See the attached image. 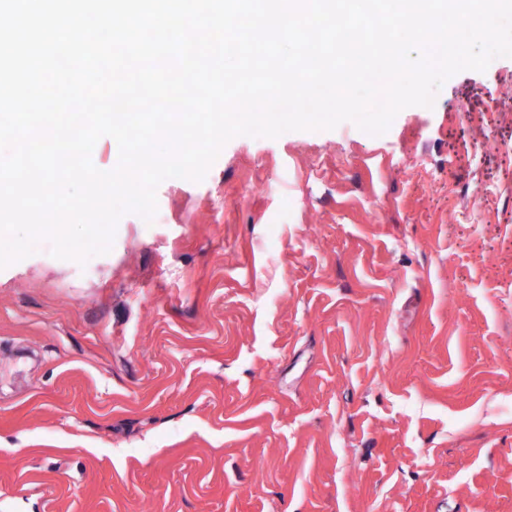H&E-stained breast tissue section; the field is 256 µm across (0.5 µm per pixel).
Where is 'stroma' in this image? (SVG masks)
<instances>
[{
    "mask_svg": "<svg viewBox=\"0 0 512 512\" xmlns=\"http://www.w3.org/2000/svg\"><path fill=\"white\" fill-rule=\"evenodd\" d=\"M156 199L0 269V512H512V58Z\"/></svg>",
    "mask_w": 512,
    "mask_h": 512,
    "instance_id": "1",
    "label": "stroma"
}]
</instances>
